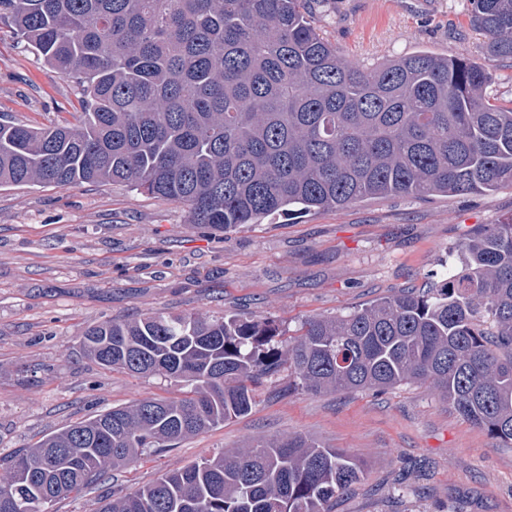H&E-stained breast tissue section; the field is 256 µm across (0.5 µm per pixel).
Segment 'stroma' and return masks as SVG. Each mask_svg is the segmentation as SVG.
<instances>
[{"label":"stroma","mask_w":512,"mask_h":512,"mask_svg":"<svg viewBox=\"0 0 512 512\" xmlns=\"http://www.w3.org/2000/svg\"><path fill=\"white\" fill-rule=\"evenodd\" d=\"M318 33L367 68L427 50L482 58L466 0H316ZM74 79L44 65L0 23V115L42 127L83 110ZM512 216V187L486 194L384 196L223 233L187 208L119 184L0 189V459L98 411L182 386L103 367L84 330L147 312H237L294 334L458 268L456 245ZM301 435L341 449L364 478L334 512H512V448L464 420L438 392L313 396L287 372L251 411L174 448L145 453L46 512H100L166 471L259 438Z\"/></svg>","instance_id":"obj_1"}]
</instances>
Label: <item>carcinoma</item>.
Instances as JSON below:
<instances>
[{
	"instance_id": "cac0c4a2",
	"label": "carcinoma",
	"mask_w": 512,
	"mask_h": 512,
	"mask_svg": "<svg viewBox=\"0 0 512 512\" xmlns=\"http://www.w3.org/2000/svg\"><path fill=\"white\" fill-rule=\"evenodd\" d=\"M313 0H0V21L76 79L74 123L0 120V187L124 184L213 230L366 198L512 186V105L486 95L512 59V0H468L481 62L417 51L365 69L315 30ZM460 268L284 338L239 314L145 313L90 327L98 364L167 378L143 398L43 437L0 463V512L46 504L150 449L247 414L288 370L311 394L437 391L512 447V217L458 245ZM360 462L290 435L170 470L103 512H332Z\"/></svg>"
}]
</instances>
